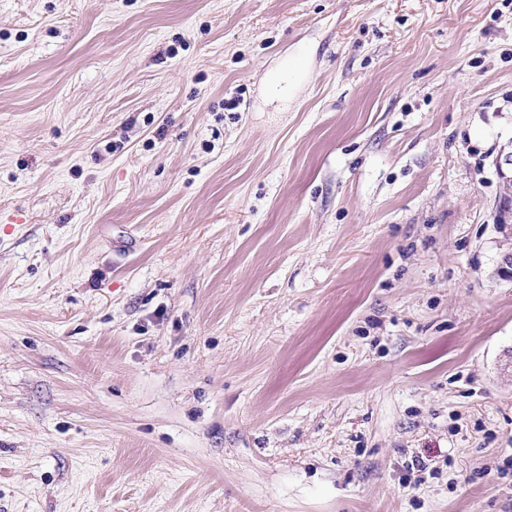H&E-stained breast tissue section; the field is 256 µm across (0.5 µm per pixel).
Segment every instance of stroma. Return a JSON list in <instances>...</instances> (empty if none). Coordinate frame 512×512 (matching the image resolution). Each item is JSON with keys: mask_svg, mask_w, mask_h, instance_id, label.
Here are the masks:
<instances>
[{"mask_svg": "<svg viewBox=\"0 0 512 512\" xmlns=\"http://www.w3.org/2000/svg\"><path fill=\"white\" fill-rule=\"evenodd\" d=\"M509 146L512 0H0V512H512Z\"/></svg>", "mask_w": 512, "mask_h": 512, "instance_id": "stroma-1", "label": "stroma"}]
</instances>
